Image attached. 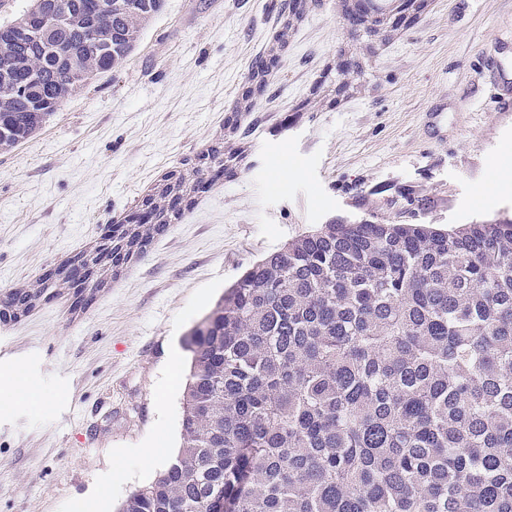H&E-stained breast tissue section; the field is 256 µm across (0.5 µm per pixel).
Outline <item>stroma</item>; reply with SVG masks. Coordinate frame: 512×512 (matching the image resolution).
Here are the masks:
<instances>
[{
	"label": "stroma",
	"instance_id": "1",
	"mask_svg": "<svg viewBox=\"0 0 512 512\" xmlns=\"http://www.w3.org/2000/svg\"><path fill=\"white\" fill-rule=\"evenodd\" d=\"M285 0H164L131 55L31 138L0 150V299L94 250L159 175L224 134L244 151L86 309L70 290L0 322V512H116L181 443L182 341L254 262L331 221L454 229L512 218V111L483 71L512 82V0H433L371 55L359 94H313L364 34L331 0L282 31ZM286 45L253 111L249 65ZM441 115L432 137L427 115Z\"/></svg>",
	"mask_w": 512,
	"mask_h": 512
}]
</instances>
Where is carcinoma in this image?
I'll list each match as a JSON object with an SVG mask.
<instances>
[{"label":"carcinoma","instance_id":"cac0c4a2","mask_svg":"<svg viewBox=\"0 0 512 512\" xmlns=\"http://www.w3.org/2000/svg\"><path fill=\"white\" fill-rule=\"evenodd\" d=\"M37 2L0 25V149L124 62L163 7ZM155 201L166 219L126 225L115 252L183 215ZM80 259L105 287L108 262ZM54 288L6 302L22 317ZM184 348L182 447L118 512H512L511 218L323 224L247 268Z\"/></svg>","mask_w":512,"mask_h":512}]
</instances>
